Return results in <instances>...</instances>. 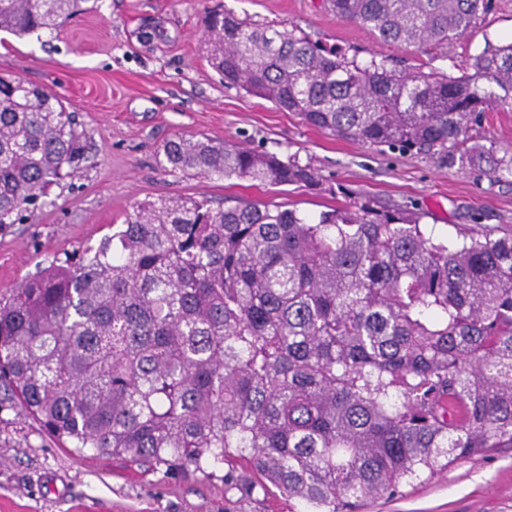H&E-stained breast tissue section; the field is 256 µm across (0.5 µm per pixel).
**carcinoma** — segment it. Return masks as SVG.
<instances>
[{"mask_svg": "<svg viewBox=\"0 0 512 512\" xmlns=\"http://www.w3.org/2000/svg\"><path fill=\"white\" fill-rule=\"evenodd\" d=\"M379 41L465 36L491 0H329ZM77 0H0V31L54 33ZM224 83L308 124L512 178L487 114L512 110V41L473 73L365 62L217 7ZM90 142L61 97L0 77V231L53 206ZM162 168L311 188L294 156L185 134ZM365 200L317 217L237 200L148 201L98 245L0 293V381L64 448L168 470L245 461L303 512H355L512 448V234L452 241Z\"/></svg>", "mask_w": 512, "mask_h": 512, "instance_id": "1", "label": "carcinoma"}]
</instances>
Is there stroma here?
<instances>
[{"label":"stroma","instance_id":"35a3bbf8","mask_svg":"<svg viewBox=\"0 0 512 512\" xmlns=\"http://www.w3.org/2000/svg\"><path fill=\"white\" fill-rule=\"evenodd\" d=\"M452 45L424 54L379 42L336 16L326 0H87L57 34H0V76L63 97L95 144L94 165L56 204L0 232V291L19 286L40 261L97 245L134 203L196 197L211 205L244 198L316 216L369 200L420 209L437 231L512 230V182L460 170L428 154L400 153L308 125L293 112L224 87L200 46L203 19L218 6L285 22L325 47L359 59L378 54L400 66L430 63L459 75L486 42L512 40V0ZM183 133L239 142L311 163L317 187H274L164 170L165 141ZM245 469L165 471L93 451L60 447L25 405L0 387V512H289ZM363 512H512V448L449 465L403 498L370 500Z\"/></svg>","mask_w":512,"mask_h":512}]
</instances>
